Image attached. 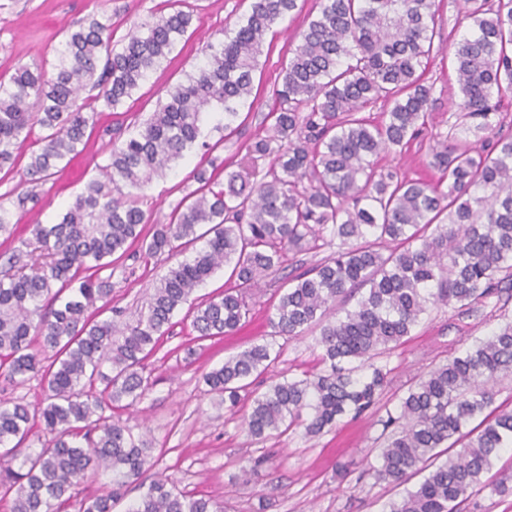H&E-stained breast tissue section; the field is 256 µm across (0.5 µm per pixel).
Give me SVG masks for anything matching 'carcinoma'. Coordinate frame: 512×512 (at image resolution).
<instances>
[{"label":"carcinoma","instance_id":"obj_1","mask_svg":"<svg viewBox=\"0 0 512 512\" xmlns=\"http://www.w3.org/2000/svg\"><path fill=\"white\" fill-rule=\"evenodd\" d=\"M297 9L298 0H252L231 35L206 46L201 65L169 88L137 135L121 139L119 124L110 130L104 178L86 183L59 222L29 225L25 239L16 237L11 209L36 204L39 188L65 170L94 129L81 94L95 90L94 98L117 109L184 39L193 14L174 7L131 31L118 51L111 26L93 15L56 48L53 76L23 65L0 79V169L15 164L20 137L33 126L50 130L28 157L25 190L12 208L0 205V236L18 242L0 278V373L39 375L46 392L34 408L0 401V499L12 496L11 512H112L133 481L145 492L126 512H224L154 472L146 442L106 413L144 395L145 360L169 333L174 311L223 265L233 286L190 309L201 338L241 331L261 281L279 275L289 255L331 249L288 278L269 336L204 376L229 409L250 402L242 426L258 443L294 427L316 437L361 417L380 404L388 359L430 308L470 317L512 291V135L501 117L512 91V0H463L475 35L454 52L457 108L462 124L474 121L477 143L437 141L429 166L438 180L378 166L381 154L405 150L428 122L435 81L427 65L440 52L436 0H318L273 87L263 117L272 135L247 146L239 169L224 166L222 184L217 158L210 159L212 171L196 172L195 200L183 199L169 223L145 230L139 192L184 158L214 106L230 127L252 95L267 33ZM376 105L381 121L361 116ZM266 158L267 168L258 169ZM202 238L203 247L153 288L146 318L120 327L111 278L99 276L112 256L136 243L144 258L172 259ZM383 243L395 247L385 254ZM312 327L320 329L325 369L255 385L276 360L273 338ZM507 377L512 320L418 377L398 414L386 411L388 434L366 473L401 485L427 472L386 512H460L475 489L512 493V473L483 480L512 447V409L495 407L490 388ZM36 424L50 439L24 455L21 444ZM100 469L115 474L112 488L78 497L75 487Z\"/></svg>","mask_w":512,"mask_h":512}]
</instances>
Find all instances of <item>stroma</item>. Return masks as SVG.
I'll return each mask as SVG.
<instances>
[{"instance_id": "stroma-1", "label": "stroma", "mask_w": 512, "mask_h": 512, "mask_svg": "<svg viewBox=\"0 0 512 512\" xmlns=\"http://www.w3.org/2000/svg\"><path fill=\"white\" fill-rule=\"evenodd\" d=\"M250 3L186 0L194 11L187 39L118 108L86 99L87 109L97 114L95 129L67 170L44 185L39 204L15 212L13 220L19 228L58 222L84 184L98 177L107 163L106 128L119 124L125 135L135 134L159 102L165 101L167 89L194 72L206 44L223 40L226 29L248 13ZM313 6L314 0H299L298 10L268 33L270 47L253 73L256 97L253 103L239 106L236 134L223 137L218 128L221 115L205 116L203 139L214 145V153L194 147L144 189L142 207L151 223H168L177 203L196 189L193 170L197 165L207 164L213 155L238 161L247 144L266 136L261 120L272 103L273 86ZM168 10L167 0H0V77H10L21 64L36 63L53 71L58 63L56 47L69 29L88 16L111 24L112 43L119 47L132 29ZM452 59V52L445 50L430 65L435 103L422 136L406 151L382 155L380 166L398 169L410 178L430 179L436 175L429 166L430 149L437 140L451 135L473 142V134L460 125L448 102L449 86L455 81ZM167 270L166 262L144 261L134 246L124 255H113L112 303L122 310V322L136 323L146 313L149 295ZM276 300L273 288L264 287L251 301L250 320L238 334L205 339L192 330L186 310H178L169 335L147 361L150 388L132 406L113 407L114 419L134 436L147 439L157 471L169 476L178 490L214 499L226 512H383L385 504L404 495V487L354 474L341 482L338 470L353 461H376L386 412L396 409L414 377L464 352L496 330L503 317H512V295L490 300L475 317H460L450 307L425 316L389 359L386 409L343 420L336 429L317 437L305 436L303 428L297 427L262 444L247 435L240 415L225 409L203 376L255 337L268 334L267 318ZM316 339L313 333L277 339L280 355L270 365L268 378L300 379L317 372L321 349ZM260 456L265 462L258 474H249L250 461Z\"/></svg>"}]
</instances>
